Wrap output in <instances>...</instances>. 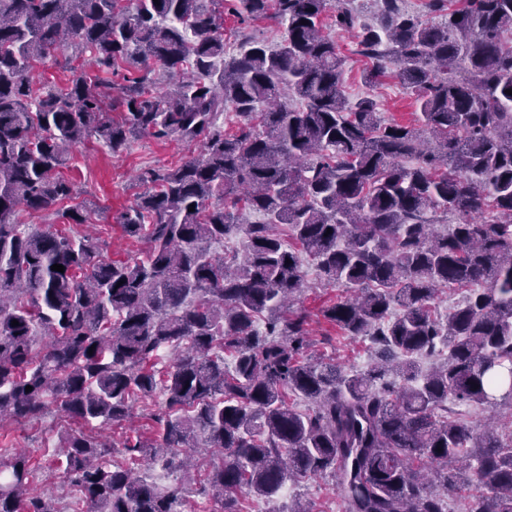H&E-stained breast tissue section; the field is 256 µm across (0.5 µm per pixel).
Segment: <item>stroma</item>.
<instances>
[{
    "instance_id": "obj_1",
    "label": "stroma",
    "mask_w": 512,
    "mask_h": 512,
    "mask_svg": "<svg viewBox=\"0 0 512 512\" xmlns=\"http://www.w3.org/2000/svg\"><path fill=\"white\" fill-rule=\"evenodd\" d=\"M323 22L327 32L333 33L346 58L345 80L349 96L368 94L379 104L382 118L400 123L413 122L416 105L414 97L402 89L393 78L385 77L373 85L361 81L364 60L356 54V41L352 34L337 30L333 10H326ZM200 145L174 139H157L142 136L132 140L121 154H112L96 137H88L72 150L70 165L65 176L77 182L82 199L89 207V221L106 241V255L109 259L126 261L143 257L147 249L145 241L124 235L117 222L119 214L130 207L145 186L138 176L147 169H162L198 157ZM345 289L328 284L316 276L315 270H308L306 289L299 304L312 316L311 330L314 357L322 358L345 371L365 369L372 360L367 342L346 336L327 335V323L321 310L343 298ZM81 421L51 413L40 420L0 424V444L9 443L23 449L33 464L38 465L37 490H50L58 502H65L69 487L63 474L49 475L60 454L56 443L65 432L83 431ZM301 498L312 512H346L345 505L336 491L332 478L317 477L300 485L289 486L287 493L263 501L256 498L246 502L250 512H288L294 498Z\"/></svg>"
}]
</instances>
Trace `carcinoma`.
I'll return each instance as SVG.
<instances>
[{
  "label": "carcinoma",
  "mask_w": 512,
  "mask_h": 512,
  "mask_svg": "<svg viewBox=\"0 0 512 512\" xmlns=\"http://www.w3.org/2000/svg\"><path fill=\"white\" fill-rule=\"evenodd\" d=\"M230 2L242 21L285 25L279 45L228 53L223 0H0V422L56 411L103 428L158 397L160 435L119 453L174 473L221 452L197 492L222 512L318 476L347 512H448L471 485L463 512H512V428L478 431L448 409L512 405V0H429L431 24L402 0H371L363 22L337 6L368 81L393 56L419 103L410 124L345 95L330 0ZM69 51L94 77L33 81ZM157 68L173 79L163 95ZM229 109L233 133L216 124ZM141 135L202 143L146 171L118 218L145 258L108 260L97 236L18 220L53 209L87 223L62 173L72 147L95 136L116 154ZM243 209L262 221L241 225ZM241 228L243 251L212 252ZM306 262L350 292L321 313L371 343L370 368L307 354L310 314L293 305ZM444 286L466 295L438 316ZM59 447L73 512H179L180 490L113 462L115 445L67 433ZM35 471L0 446V512H62L33 492Z\"/></svg>",
  "instance_id": "carcinoma-1"
}]
</instances>
